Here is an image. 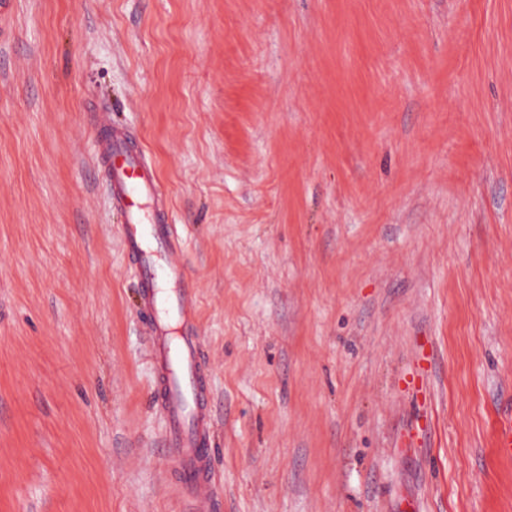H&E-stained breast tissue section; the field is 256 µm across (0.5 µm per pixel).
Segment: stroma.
I'll return each mask as SVG.
<instances>
[{
  "label": "stroma",
  "instance_id": "obj_1",
  "mask_svg": "<svg viewBox=\"0 0 512 512\" xmlns=\"http://www.w3.org/2000/svg\"><path fill=\"white\" fill-rule=\"evenodd\" d=\"M0 512H187L91 106L197 290L215 512H512V0H9Z\"/></svg>",
  "mask_w": 512,
  "mask_h": 512
}]
</instances>
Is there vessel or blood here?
<instances>
[{
  "label": "vessel or blood",
  "instance_id": "vessel-or-blood-1",
  "mask_svg": "<svg viewBox=\"0 0 512 512\" xmlns=\"http://www.w3.org/2000/svg\"><path fill=\"white\" fill-rule=\"evenodd\" d=\"M98 166L112 205L124 215L123 246L140 270L141 313L155 366L152 390L164 410L163 446L180 474L190 512H211L212 422L203 350L192 324L196 291L177 261L182 240L170 220L155 167L130 131L98 124Z\"/></svg>",
  "mask_w": 512,
  "mask_h": 512
}]
</instances>
